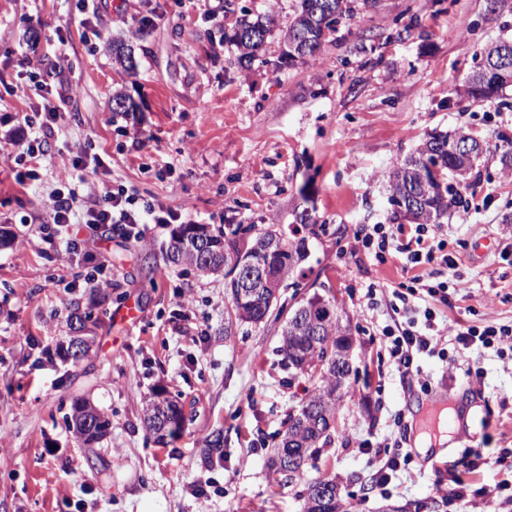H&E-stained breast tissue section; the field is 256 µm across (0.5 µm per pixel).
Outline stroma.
Listing matches in <instances>:
<instances>
[{"label": "stroma", "mask_w": 512, "mask_h": 512, "mask_svg": "<svg viewBox=\"0 0 512 512\" xmlns=\"http://www.w3.org/2000/svg\"><path fill=\"white\" fill-rule=\"evenodd\" d=\"M0 0V512H302L301 480L275 482L266 460L277 434L311 384L288 372L276 348L279 324L237 326L226 335L223 276H200L165 258L174 230L151 225L148 240L99 241L112 283L85 285L82 259L38 243L50 193L66 173L59 155L81 149L102 164L99 186L121 183L188 212L194 224L227 229L296 226L309 211L325 234L309 238L308 273L279 303L318 281L350 318L356 377L340 403L332 441L308 476L331 475L358 512L390 500L411 512H482L477 489L512 482V365L478 352L481 384L438 359L424 361L427 384L401 381L381 330L397 317L394 289L414 275L399 253L386 263L355 248L366 224H393L388 176L396 157L433 133L464 130L501 145L512 139V104L464 97L484 47L512 38V0H377L343 23L320 59L274 68L280 32L296 0H221L217 20L181 13L174 0ZM155 10L153 26L137 19ZM273 14L279 31L265 61L238 63L224 30L242 11ZM401 29L394 37L393 29ZM132 47L133 72L112 62V45ZM45 86L11 93L21 72ZM120 91L139 106L113 112ZM63 120L38 181L18 185L5 158L31 131L24 122L43 98ZM467 211L431 225L456 266L424 273L453 288L438 321L512 325V171L497 154L460 183ZM191 293L192 322L180 320L179 292ZM95 299L96 340L79 365L62 362L69 305ZM176 397L187 421L160 446L148 436L152 392ZM443 396L466 413L467 436L437 447L435 463L416 449L413 413ZM112 421L96 449L79 447L66 426L74 401ZM224 432V457L205 462L204 440ZM400 445L406 456L387 488L358 441ZM494 465L471 469L475 452ZM456 474L472 485L460 501L438 492Z\"/></svg>", "instance_id": "stroma-1"}]
</instances>
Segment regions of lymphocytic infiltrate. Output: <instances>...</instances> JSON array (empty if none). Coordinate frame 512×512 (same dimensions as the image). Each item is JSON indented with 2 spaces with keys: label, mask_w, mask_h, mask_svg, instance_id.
Returning <instances> with one entry per match:
<instances>
[{
  "label": "lymphocytic infiltrate",
  "mask_w": 512,
  "mask_h": 512,
  "mask_svg": "<svg viewBox=\"0 0 512 512\" xmlns=\"http://www.w3.org/2000/svg\"><path fill=\"white\" fill-rule=\"evenodd\" d=\"M41 121L37 134L18 144L10 152L9 159L16 168L19 183L38 180L40 162L46 157V145L58 126L62 114L51 100H44L38 110ZM51 221L40 228V239L51 245L63 246L66 253L74 254L80 248V240L71 227L85 225L93 231H104L133 243L143 242L152 224H176L184 219L182 211L164 206L153 198L140 197L137 191L123 184L100 189L98 183L81 179L79 188L57 189L49 198ZM358 241L373 252L378 262H385L391 249H399L408 263L413 265L439 263L451 265L448 255L438 254L436 246L426 235L423 225H416L403 244H396V233L390 225L376 224L358 233ZM423 324L406 319L396 326L382 330L388 341L392 364L400 379L421 380V361L435 357L446 361L449 368L465 366L467 379H482L483 372L470 369L471 353L475 350L493 349L497 353L512 351V326L437 323L432 308L423 311Z\"/></svg>",
  "instance_id": "obj_1"
}]
</instances>
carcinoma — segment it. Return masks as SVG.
I'll use <instances>...</instances> for the list:
<instances>
[{
    "label": "carcinoma",
    "mask_w": 512,
    "mask_h": 512,
    "mask_svg": "<svg viewBox=\"0 0 512 512\" xmlns=\"http://www.w3.org/2000/svg\"><path fill=\"white\" fill-rule=\"evenodd\" d=\"M368 6V0H297L295 17L283 35L285 50L282 56L293 63H306L318 59L329 37L323 31L338 32L345 20L352 19L357 11ZM276 20L270 14L251 16L243 13L232 25V34L224 39L239 50L237 61L251 62L264 50L272 36ZM512 50V39L499 40L481 52V61L466 85V95L474 99H491L512 86V69L497 68L501 50ZM112 61L125 72H132L135 58L123 43H112ZM136 104L121 92L112 93V111L132 114ZM467 132L432 134L404 158L394 161L389 176L388 201L393 206L394 217L411 218L416 223H435L444 215L468 207V201L457 185L448 181V175L461 166L456 154V140L466 138ZM237 231L224 232L213 224H180L172 233L167 251V261L175 266H191L203 276L224 275V291L228 305L236 318L248 325H259L272 313L269 306L262 307L243 302L238 297L240 279L230 276L224 268V250L229 237ZM282 251L269 256L270 273L282 279V287L298 271L307 254L306 237H285L280 240ZM304 307L321 321L318 335L310 336L305 325L296 321L297 308ZM353 345L349 325L342 321L336 302L317 293L288 310V316L280 331L278 352L284 365L318 361L328 367L336 362L340 353ZM343 383L336 374L326 371L312 380V388L296 413L288 415L287 427L282 439L268 460V466L276 468L291 455L316 459L320 449L331 442L335 429L340 389ZM69 430L86 448L101 443L111 429L110 419L93 404L77 400L66 416ZM144 423L147 431L158 443L175 438L183 429L185 414L176 400L161 392L147 402ZM306 485L303 512H351L343 498L336 479L318 477L308 479L299 475Z\"/></svg>",
    "instance_id": "obj_1"
}]
</instances>
